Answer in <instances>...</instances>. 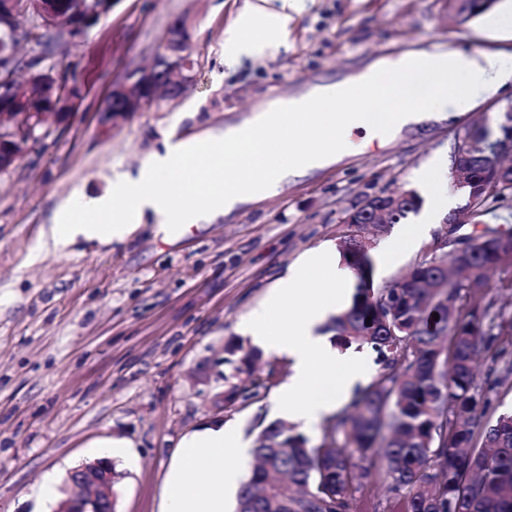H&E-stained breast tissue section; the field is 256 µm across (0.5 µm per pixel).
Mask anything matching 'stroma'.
Listing matches in <instances>:
<instances>
[{
	"instance_id": "35a3bbf8",
	"label": "stroma",
	"mask_w": 512,
	"mask_h": 512,
	"mask_svg": "<svg viewBox=\"0 0 512 512\" xmlns=\"http://www.w3.org/2000/svg\"><path fill=\"white\" fill-rule=\"evenodd\" d=\"M249 3L113 0L94 27L54 37L49 62L83 97L69 122L52 125L0 173V512H55L39 496L46 476H56L58 497L68 496V472L93 462L92 444L112 437L131 444L114 460L123 474L117 512H162L184 435L221 419L256 439L278 418L274 405L292 363L267 352L250 368L227 363L226 347L243 338L241 320L301 253L339 244L348 231L342 212L362 194L422 192L419 172L449 154L455 131L495 128L499 108L512 102L507 88L471 111L407 127L175 240L143 229L119 244L41 252L54 213L70 199L107 193L116 175L135 172L165 138L238 123L272 95L441 46L491 50L512 66V0L462 25L448 0H298L284 43L225 64L224 39ZM178 19L202 63L187 95L109 118L103 107L113 84L152 64ZM444 235L437 225L397 266L375 265V283L443 256ZM475 301L512 319V260L489 273ZM510 362L512 346L479 360L490 416L512 410V378L502 377ZM254 378L266 389L247 392ZM232 383L244 391L223 404ZM356 464L365 512H388L393 494L377 474L378 455Z\"/></svg>"
}]
</instances>
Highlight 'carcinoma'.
Masks as SVG:
<instances>
[{"label":"carcinoma","mask_w":512,"mask_h":512,"mask_svg":"<svg viewBox=\"0 0 512 512\" xmlns=\"http://www.w3.org/2000/svg\"><path fill=\"white\" fill-rule=\"evenodd\" d=\"M470 0H448V10L464 21L489 11L496 0L468 13ZM112 10L80 8V0H55L54 16L14 11L0 0V113L20 119L0 134L1 172L8 171L53 123L72 117L77 85L42 66L43 58L12 56L11 42H42L46 32L75 36ZM468 167L475 192L472 224L494 215V203L512 197V177L498 175L482 159ZM421 197L405 193L393 223L419 209ZM486 233L462 240L469 268L455 271L446 288L424 283L441 276L432 257L416 263L419 277L394 280L392 288L374 287V264L362 252L358 235L341 240L339 253L355 270L358 283L352 304L332 317L325 331L341 350L367 347L377 354L376 378L359 390L344 410L327 419L322 443L288 420L274 421L258 434L253 453L258 465L242 483L235 512H353L356 481L353 454L381 451V470L391 482V512H512V412L488 417L491 402L481 389L475 362L481 354L509 341L512 322L489 321L488 309L469 298L485 286L486 272L512 258V236L487 246ZM439 319H433V314ZM228 352L249 365L261 351L235 344Z\"/></svg>","instance_id":"carcinoma-1"}]
</instances>
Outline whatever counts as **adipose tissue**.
Instances as JSON below:
<instances>
[{
  "mask_svg": "<svg viewBox=\"0 0 512 512\" xmlns=\"http://www.w3.org/2000/svg\"><path fill=\"white\" fill-rule=\"evenodd\" d=\"M267 3L253 0L247 21L228 32L225 62L261 52L270 37L287 33L293 0H281L276 11ZM511 83L512 68L499 54L486 51L451 48L376 60L293 97L288 111L271 105L221 130L164 140L136 174L116 176L105 195H80L66 203L42 247L61 251L79 239L120 243L148 221L155 233L167 237L213 223L241 204L273 194L288 178L358 153L404 127L470 111L476 101L498 95ZM447 168V158L440 157L423 172L434 201L416 223L399 225L380 243V262L400 260L447 214ZM354 283L353 272L339 263L334 248L307 250L241 324L257 347L291 360L292 374L277 410L309 429L334 413L369 376L363 355L338 354L318 331L348 303ZM247 449L231 424L216 423L183 436L166 480L163 512H227V498L240 481L235 458Z\"/></svg>",
  "mask_w": 512,
  "mask_h": 512,
  "instance_id": "1",
  "label": "adipose tissue"
}]
</instances>
